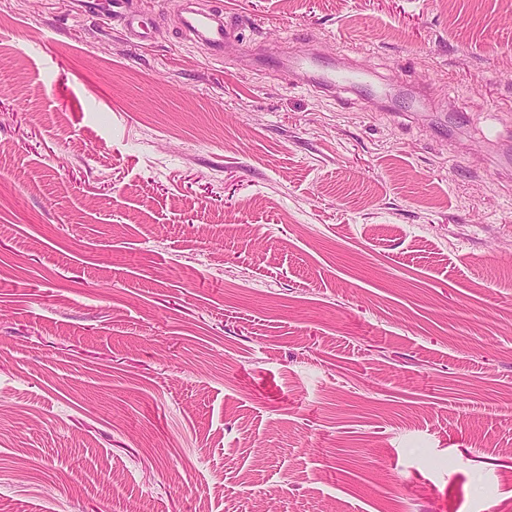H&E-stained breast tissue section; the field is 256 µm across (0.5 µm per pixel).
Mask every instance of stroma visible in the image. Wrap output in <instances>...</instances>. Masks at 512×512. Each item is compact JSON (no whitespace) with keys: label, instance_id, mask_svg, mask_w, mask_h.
Returning <instances> with one entry per match:
<instances>
[{"label":"stroma","instance_id":"35a3bbf8","mask_svg":"<svg viewBox=\"0 0 512 512\" xmlns=\"http://www.w3.org/2000/svg\"><path fill=\"white\" fill-rule=\"evenodd\" d=\"M197 2L0 0V512H512V0ZM80 13L94 14L103 23L123 20L128 40L134 44L146 40L149 17L132 0H74ZM221 10L190 11L182 19L186 31L206 42L218 54L228 35V25ZM289 67L301 74L310 75L309 81L316 86L332 89L336 88L337 84L343 82H353L356 77L345 75L342 73H336V70H332L327 74L318 75L314 74L316 71V58L314 56L303 55L296 56L289 60Z\"/></svg>","mask_w":512,"mask_h":512}]
</instances>
